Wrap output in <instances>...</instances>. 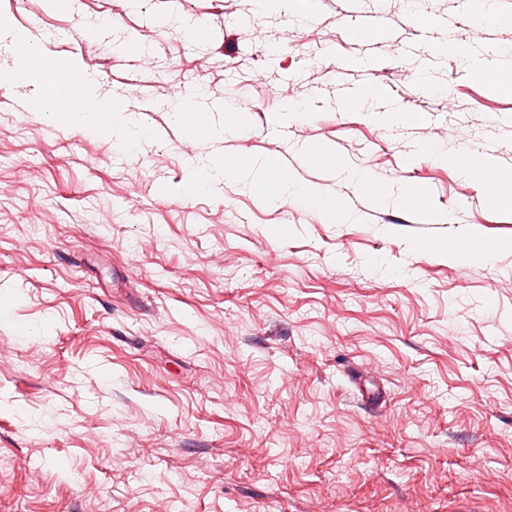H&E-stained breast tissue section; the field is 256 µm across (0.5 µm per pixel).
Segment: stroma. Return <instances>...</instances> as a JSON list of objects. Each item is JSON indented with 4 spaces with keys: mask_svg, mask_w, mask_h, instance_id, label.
Instances as JSON below:
<instances>
[{
    "mask_svg": "<svg viewBox=\"0 0 512 512\" xmlns=\"http://www.w3.org/2000/svg\"><path fill=\"white\" fill-rule=\"evenodd\" d=\"M418 5L438 26L408 0L304 25L289 0H0L71 84L0 46V512H512V87L446 50L512 26ZM88 99L122 137L69 121ZM239 157L347 223L191 190ZM454 161L467 176L483 182L491 196H498L500 180L497 169L489 159L474 154L459 153L454 157Z\"/></svg>",
    "mask_w": 512,
    "mask_h": 512,
    "instance_id": "35a3bbf8",
    "label": "stroma"
}]
</instances>
